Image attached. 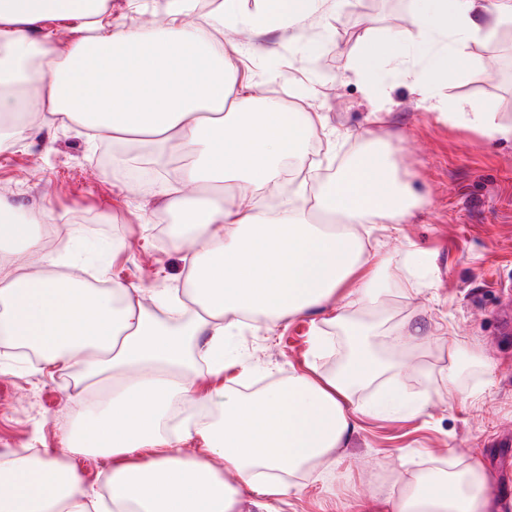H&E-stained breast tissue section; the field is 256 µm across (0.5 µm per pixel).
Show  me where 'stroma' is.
Masks as SVG:
<instances>
[{
    "mask_svg": "<svg viewBox=\"0 0 512 512\" xmlns=\"http://www.w3.org/2000/svg\"><path fill=\"white\" fill-rule=\"evenodd\" d=\"M411 7L412 0H336L306 23L300 39L275 31L268 36L275 53L237 60L263 98L300 119L321 116L305 132L306 160L317 172L335 170L378 141L390 147L397 176L418 200L408 223L380 224L372 234L370 247L388 260L376 275L386 300L363 317L378 326L382 344L399 335L408 342L399 360L354 385L350 396L369 405L396 385L424 408L365 418L337 452L332 491L309 487L289 497L283 512H327L359 495L385 496L431 464L456 469L474 455L512 485V326L503 325L505 300L495 289L497 280H512V141L489 140L426 108L412 89L423 70L413 58L387 66V109L376 112L341 53L406 28ZM313 41L321 42L319 53H310ZM467 53L462 75L430 85V95L491 106L499 122L511 123L512 29L472 39ZM0 194L24 211L50 206L58 217L55 247L70 249L106 279L148 296L183 288L185 252L169 230L180 216L147 189L113 176L111 150L95 151L84 135L53 124L26 145L0 151ZM147 212L163 228H146ZM315 329L309 315L245 329L236 344L253 367L251 382H282L311 363L335 372L351 343L339 327H327L330 348L314 358ZM452 336L462 339L460 349L449 346ZM71 408L70 372H49L0 341V449H49L68 458L85 486H100L111 460L72 456L63 445Z\"/></svg>",
    "mask_w": 512,
    "mask_h": 512,
    "instance_id": "35a3bbf8",
    "label": "stroma"
}]
</instances>
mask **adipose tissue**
Segmentation results:
<instances>
[{
	"label": "adipose tissue",
	"mask_w": 512,
	"mask_h": 512,
	"mask_svg": "<svg viewBox=\"0 0 512 512\" xmlns=\"http://www.w3.org/2000/svg\"><path fill=\"white\" fill-rule=\"evenodd\" d=\"M193 0H167L156 29L137 18L116 26L111 0H0V150L24 144L40 117L72 123L120 144L114 168L144 163L157 174L150 193L183 213L191 231L185 296L167 292L155 306L142 289L115 281L95 288L65 273L69 260L41 228L51 208L13 223L0 197V334L33 348L48 370L80 367L72 424L74 455L112 461L107 492L85 487L77 471L49 451L0 455V512H281L305 484L332 486L336 451L368 409L350 405L354 384L381 365L356 358L342 374L308 372L247 396L226 385L200 393V371L224 373V355L245 317L278 324L312 313L361 335L355 313L383 303L374 281L384 257L368 253L360 224H404L413 194L388 154L368 149L315 196L322 224L305 203L274 211L263 201L285 167H298L304 128L258 83L238 74L240 48L219 33L244 25L257 34L304 25L332 0H222L197 12ZM77 37L59 38L54 25ZM512 27V0H415L408 28L349 48L346 69L368 86L384 81L380 61L408 56V29L428 58V81L460 76L470 40ZM486 137L512 140V124L467 101H436ZM188 157L174 169L177 157ZM209 408L186 418L181 434L165 422L174 406ZM202 454L183 456V438ZM222 459L216 469L214 459ZM32 477L22 485L21 476ZM435 487L406 484L397 493L357 498L354 512H507L512 492H495L484 460L470 458Z\"/></svg>",
	"instance_id": "1"
}]
</instances>
